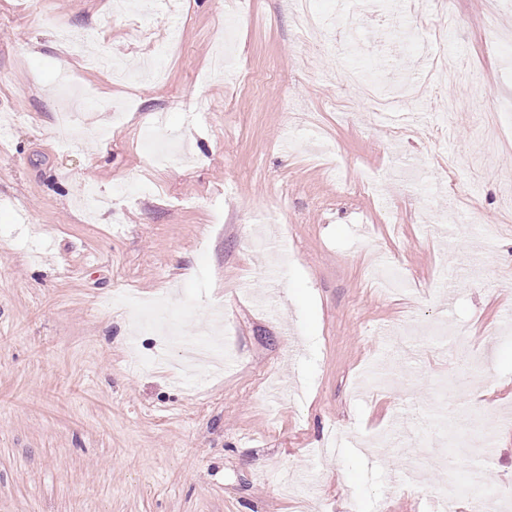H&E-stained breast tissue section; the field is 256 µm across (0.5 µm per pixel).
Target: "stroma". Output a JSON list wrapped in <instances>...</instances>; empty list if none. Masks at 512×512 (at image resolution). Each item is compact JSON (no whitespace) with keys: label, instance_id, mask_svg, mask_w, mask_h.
<instances>
[{"label":"stroma","instance_id":"obj_1","mask_svg":"<svg viewBox=\"0 0 512 512\" xmlns=\"http://www.w3.org/2000/svg\"><path fill=\"white\" fill-rule=\"evenodd\" d=\"M486 2L312 0V38L285 0H0V512H432L467 406L512 405V150L484 122L512 0ZM399 52L424 94L376 114ZM63 74L93 101L67 144ZM377 255L404 292L370 287ZM417 320L459 343L379 354Z\"/></svg>","mask_w":512,"mask_h":512}]
</instances>
